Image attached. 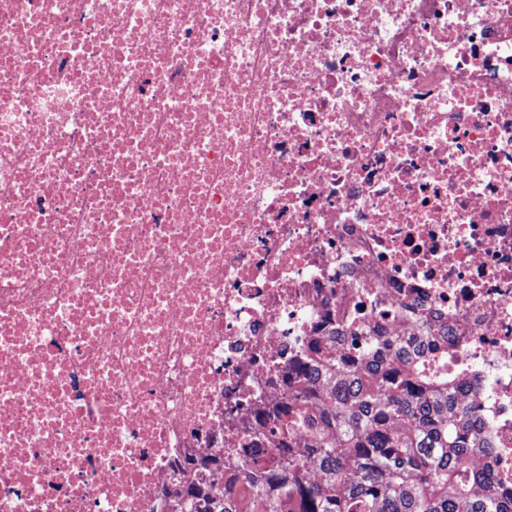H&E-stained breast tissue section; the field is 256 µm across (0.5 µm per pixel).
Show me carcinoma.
<instances>
[{
  "instance_id": "cac0c4a2",
  "label": "carcinoma",
  "mask_w": 512,
  "mask_h": 512,
  "mask_svg": "<svg viewBox=\"0 0 512 512\" xmlns=\"http://www.w3.org/2000/svg\"><path fill=\"white\" fill-rule=\"evenodd\" d=\"M347 329L339 358L322 363L313 341L292 362L294 392L273 435L278 460H256L240 487L234 477L194 487L192 512H512L492 473L470 465L483 441L448 369V329L427 321L413 343ZM312 377L327 387L315 414L305 390ZM300 429L310 433L302 451L288 444ZM311 466L321 482L307 480Z\"/></svg>"
}]
</instances>
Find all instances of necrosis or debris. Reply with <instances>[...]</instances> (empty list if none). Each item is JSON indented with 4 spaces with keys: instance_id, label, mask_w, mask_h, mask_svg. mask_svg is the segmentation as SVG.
<instances>
[{
    "instance_id": "1",
    "label": "necrosis or debris",
    "mask_w": 512,
    "mask_h": 512,
    "mask_svg": "<svg viewBox=\"0 0 512 512\" xmlns=\"http://www.w3.org/2000/svg\"><path fill=\"white\" fill-rule=\"evenodd\" d=\"M427 316L511 489L512 0H0V512H184Z\"/></svg>"
}]
</instances>
